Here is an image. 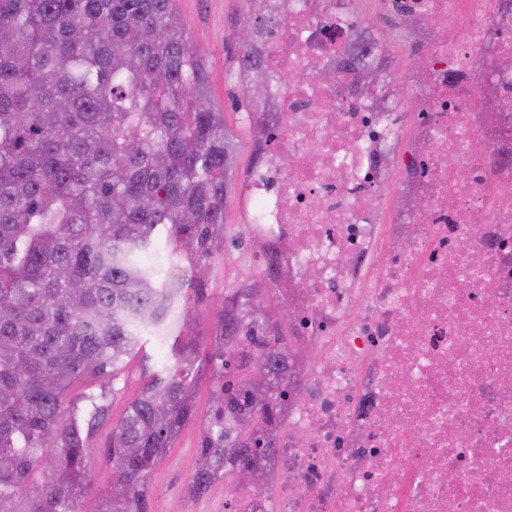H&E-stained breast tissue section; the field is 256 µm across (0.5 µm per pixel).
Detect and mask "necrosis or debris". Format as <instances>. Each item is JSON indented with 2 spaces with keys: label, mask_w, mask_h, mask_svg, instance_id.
I'll list each match as a JSON object with an SVG mask.
<instances>
[{
  "label": "necrosis or debris",
  "mask_w": 512,
  "mask_h": 512,
  "mask_svg": "<svg viewBox=\"0 0 512 512\" xmlns=\"http://www.w3.org/2000/svg\"><path fill=\"white\" fill-rule=\"evenodd\" d=\"M277 2L261 125L280 135L242 195L296 358L266 491L227 512H512V69L474 75L512 0H401L443 34L404 151L393 98L317 78L354 36L346 0Z\"/></svg>",
  "instance_id": "obj_1"
}]
</instances>
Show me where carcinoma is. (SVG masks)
Wrapping results in <instances>:
<instances>
[{
	"label": "carcinoma",
	"instance_id": "obj_1",
	"mask_svg": "<svg viewBox=\"0 0 512 512\" xmlns=\"http://www.w3.org/2000/svg\"><path fill=\"white\" fill-rule=\"evenodd\" d=\"M254 42L224 45L239 82L263 96L264 44L280 14L240 0ZM373 63L357 44L336 64ZM237 140L211 103L209 71L175 0H0V512H150L151 474L196 416L212 409L188 484L192 496L271 454L268 426L288 400L294 357L263 293L227 288L198 343L178 333L112 427V489L92 493L87 442L103 395L145 333L165 326L224 240ZM189 265L160 274V238ZM267 378L260 405L253 374Z\"/></svg>",
	"mask_w": 512,
	"mask_h": 512
}]
</instances>
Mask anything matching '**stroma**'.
Wrapping results in <instances>:
<instances>
[{"mask_svg": "<svg viewBox=\"0 0 512 512\" xmlns=\"http://www.w3.org/2000/svg\"><path fill=\"white\" fill-rule=\"evenodd\" d=\"M237 5L238 0H176L191 44L209 66L212 100L223 109L224 122L238 139L237 169L243 172L254 162L255 134L243 109L236 107L229 94L232 83L226 80L225 73L230 62L224 53L229 34L227 20ZM353 9L355 17L370 27L382 47L383 57L390 65L386 86L401 106L402 125H409V114L418 107L419 56L411 52V41L404 37L402 25L388 0H354ZM244 222L239 195L231 193L224 217V241L213 254L200 292L192 295L177 312V319L185 323L188 335L201 338L208 335L215 321L216 302L225 289L264 281L265 265L245 232ZM171 343L168 331L148 335L143 354L129 359L113 393L108 394V413L89 441L96 493H105L111 482L107 450L112 426L123 415L127 403L140 392L148 361L161 360ZM211 396V383L202 381L197 392L196 418L183 429L151 475V512H224L223 483H215L198 497L187 493L192 462L211 410Z\"/></svg>", "mask_w": 512, "mask_h": 512, "instance_id": "obj_1", "label": "stroma"}]
</instances>
